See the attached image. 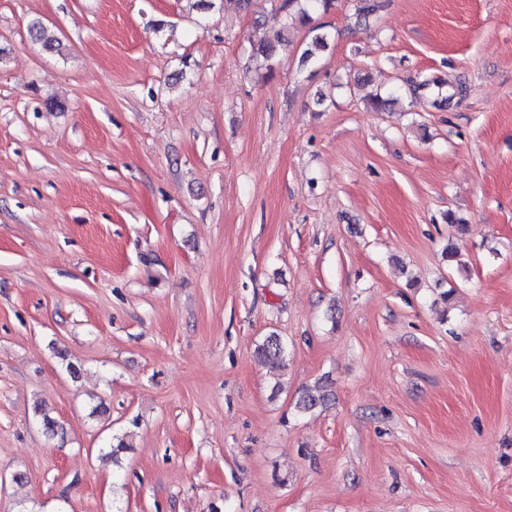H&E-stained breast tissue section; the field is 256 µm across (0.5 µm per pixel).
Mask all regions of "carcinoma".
Masks as SVG:
<instances>
[{
  "mask_svg": "<svg viewBox=\"0 0 512 512\" xmlns=\"http://www.w3.org/2000/svg\"><path fill=\"white\" fill-rule=\"evenodd\" d=\"M356 23L360 24L376 15L385 6L384 0H350ZM335 7V0H284L280 10L284 11L289 24L283 25L270 35H265L253 45V59L260 66L273 73V61L282 46L288 43V30L291 28H306L311 34L309 42L302 52V62L308 63L317 58L318 54L328 47V34L323 32V26L314 25V16L327 13ZM257 360L273 369L286 367L287 350L280 337L270 335L256 348ZM328 394L323 386L317 384L305 388L296 403L302 411H309L327 400Z\"/></svg>",
  "mask_w": 512,
  "mask_h": 512,
  "instance_id": "1",
  "label": "carcinoma"
}]
</instances>
